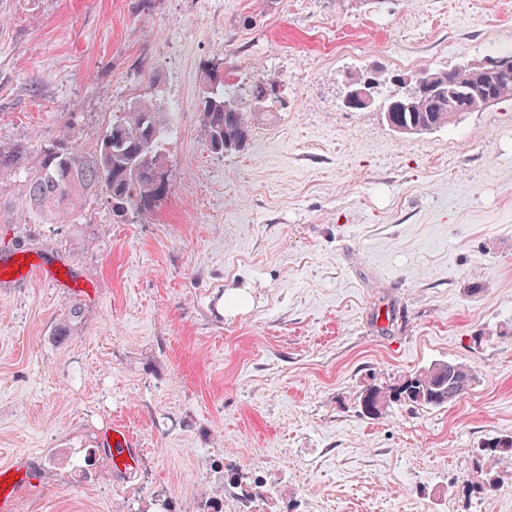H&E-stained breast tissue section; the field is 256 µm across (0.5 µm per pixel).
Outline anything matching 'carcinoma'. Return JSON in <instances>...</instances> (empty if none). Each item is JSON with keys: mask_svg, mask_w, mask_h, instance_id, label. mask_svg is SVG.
I'll return each instance as SVG.
<instances>
[{"mask_svg": "<svg viewBox=\"0 0 512 512\" xmlns=\"http://www.w3.org/2000/svg\"><path fill=\"white\" fill-rule=\"evenodd\" d=\"M453 68L430 69L420 79L448 85ZM200 112L207 148L214 154L239 151L252 134L256 113L251 104L265 108L273 116V100L265 96L268 82L255 77L243 88L225 83L214 68L207 71ZM403 96L398 91L383 102L382 112L391 127H402L407 135L428 133L457 120L448 113V98L434 100L429 112H394V103ZM171 133V121L157 101L141 100L112 118L99 147L91 152L73 145L62 133L40 147L34 174L26 184L27 208L38 224H73L89 202L103 195L112 204V216L122 222L127 216L154 211L169 191L168 182L153 180L149 171L167 166L162 146ZM476 380L475 370L465 363L444 361L403 377L398 385H370L358 398L360 415L376 419L394 404L443 408L456 401ZM482 448L500 464H512V435L487 438Z\"/></svg>", "mask_w": 512, "mask_h": 512, "instance_id": "1", "label": "carcinoma"}]
</instances>
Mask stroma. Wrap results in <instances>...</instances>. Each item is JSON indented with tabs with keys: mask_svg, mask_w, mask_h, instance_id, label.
Returning <instances> with one entry per match:
<instances>
[{
	"mask_svg": "<svg viewBox=\"0 0 512 512\" xmlns=\"http://www.w3.org/2000/svg\"><path fill=\"white\" fill-rule=\"evenodd\" d=\"M512 52V0H0V253L67 264L86 291L0 288V465L36 472L17 512H512V101L402 136L351 74L394 76ZM287 98L217 155L204 72ZM152 98L175 133L170 190L115 222L35 224L26 182L67 130L94 150ZM438 361L475 384L444 408L356 410ZM125 423L129 472L100 450ZM371 89L372 82L370 80L364 82L351 80L347 85L344 105L349 107L352 101L358 100L365 108L369 107L372 103ZM482 451L496 458L500 464H512V435H501L487 438L482 444Z\"/></svg>",
	"mask_w": 512,
	"mask_h": 512,
	"instance_id": "obj_1",
	"label": "stroma"
}]
</instances>
